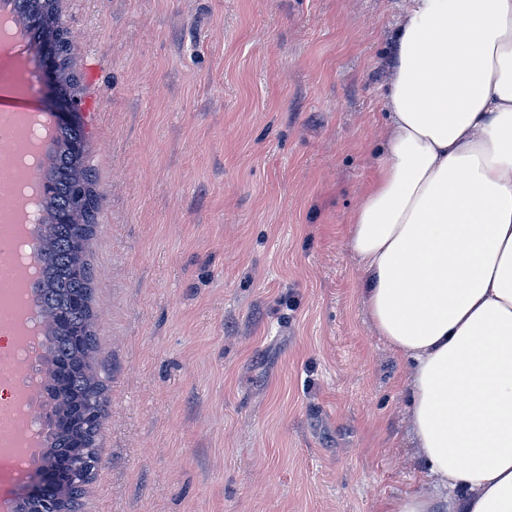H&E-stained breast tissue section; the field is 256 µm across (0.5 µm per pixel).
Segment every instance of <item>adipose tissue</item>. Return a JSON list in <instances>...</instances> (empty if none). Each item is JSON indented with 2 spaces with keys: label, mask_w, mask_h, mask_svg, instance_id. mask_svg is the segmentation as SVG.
<instances>
[{
  "label": "adipose tissue",
  "mask_w": 512,
  "mask_h": 512,
  "mask_svg": "<svg viewBox=\"0 0 512 512\" xmlns=\"http://www.w3.org/2000/svg\"><path fill=\"white\" fill-rule=\"evenodd\" d=\"M393 41L347 244L436 492L383 512H512V0H405Z\"/></svg>",
  "instance_id": "1"
}]
</instances>
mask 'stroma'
<instances>
[{"instance_id": "35a3bbf8", "label": "stroma", "mask_w": 512, "mask_h": 512, "mask_svg": "<svg viewBox=\"0 0 512 512\" xmlns=\"http://www.w3.org/2000/svg\"><path fill=\"white\" fill-rule=\"evenodd\" d=\"M403 0H60L100 191L81 512H379L429 485L346 226Z\"/></svg>"}]
</instances>
